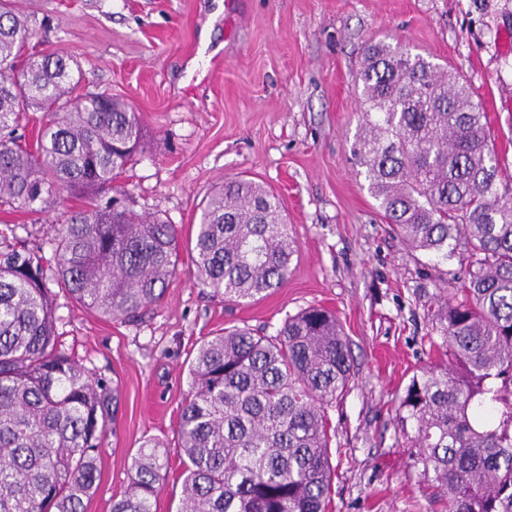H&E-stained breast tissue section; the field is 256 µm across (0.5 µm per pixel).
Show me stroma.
<instances>
[{"label":"stroma","instance_id":"stroma-1","mask_svg":"<svg viewBox=\"0 0 512 512\" xmlns=\"http://www.w3.org/2000/svg\"><path fill=\"white\" fill-rule=\"evenodd\" d=\"M39 50L77 60L84 90L127 99L144 149L120 178L139 212L195 237L201 200L230 178L282 200L296 241L287 282L262 299L226 303L193 275L187 247L162 301L142 320L101 318L54 289L65 352L112 382L118 411L86 512H111L132 457L156 439L169 459L156 512H177L183 452L178 420L200 343L229 325L272 335L310 306L336 313L353 375L328 408L336 467L328 512H445L409 466L395 421L412 371L436 360L427 309L437 283L459 287L466 252L451 260L397 239L351 149L361 122L355 78L373 42L459 70L484 102L492 145L512 183V0H17ZM43 256L60 212L1 210Z\"/></svg>","mask_w":512,"mask_h":512}]
</instances>
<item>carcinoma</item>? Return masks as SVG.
I'll list each match as a JSON object with an SVG mask.
<instances>
[{
  "mask_svg": "<svg viewBox=\"0 0 512 512\" xmlns=\"http://www.w3.org/2000/svg\"><path fill=\"white\" fill-rule=\"evenodd\" d=\"M34 36L0 0V208L39 214L83 199L54 238L55 281L77 303L134 322L175 276L177 225L103 195L136 162L142 119L125 99L78 92L68 53L28 52ZM352 152L387 223L415 251L446 261L462 247L461 286L434 293L431 347L396 411L410 467L448 512H512V189L488 145L485 113L457 75L398 44L370 45L357 83ZM44 112L36 146L16 135ZM0 228V512H85L99 475L107 383L58 348L41 248ZM279 197L232 179L200 206L192 251L199 282L254 301L291 274ZM353 358L336 313L287 317L273 336L230 327L188 369L178 435L179 512H328L333 478L327 409L348 390ZM414 434H409V431ZM168 469L145 441L112 512H153Z\"/></svg>",
  "mask_w": 512,
  "mask_h": 512,
  "instance_id": "carcinoma-1",
  "label": "carcinoma"
}]
</instances>
